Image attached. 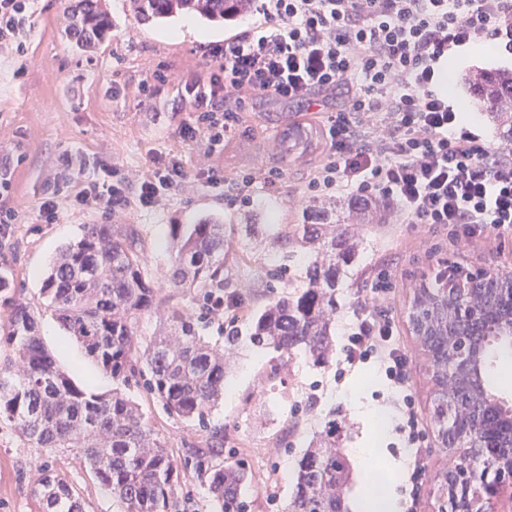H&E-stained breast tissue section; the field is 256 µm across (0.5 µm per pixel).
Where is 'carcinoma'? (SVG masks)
<instances>
[{"instance_id": "1", "label": "carcinoma", "mask_w": 512, "mask_h": 512, "mask_svg": "<svg viewBox=\"0 0 512 512\" xmlns=\"http://www.w3.org/2000/svg\"><path fill=\"white\" fill-rule=\"evenodd\" d=\"M107 0H70L69 32L85 49L111 28ZM143 23L196 15L224 24L250 15L256 0H130ZM461 82L477 108L497 126L501 143L512 146V70L476 67ZM391 204L374 196L351 197L336 206L317 202L303 210L301 224H250L248 242L227 234L223 221L171 224L168 231L169 287L204 302L226 298L231 271L243 255L263 261L277 277L300 258L305 266L289 284L293 291L269 299L248 322L251 345L281 356L301 350L326 365L336 350V290L354 275L365 233L383 223ZM47 306L67 335L112 380L136 387L161 403L165 413L205 430L204 439L173 452L155 435L139 405L119 389L99 394L61 371L42 341L38 319L14 278L0 273V419L31 448H73L85 470L117 499L120 512H194L190 476L206 483L218 512H248L242 489L252 472L224 461L231 447L224 427L208 416L224 399V380L236 357L238 334L220 346L200 336L198 318L170 304L149 275L137 230L131 224H85L81 237L62 246L41 288ZM152 312L159 327L138 336L140 317ZM438 427L460 417L448 412L434 390ZM347 431L325 422L298 462L295 492L284 512H347L350 470L341 451ZM40 512H86L84 499L59 471L40 472L32 489Z\"/></svg>"}]
</instances>
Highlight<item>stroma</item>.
<instances>
[{
	"instance_id": "obj_1",
	"label": "stroma",
	"mask_w": 512,
	"mask_h": 512,
	"mask_svg": "<svg viewBox=\"0 0 512 512\" xmlns=\"http://www.w3.org/2000/svg\"><path fill=\"white\" fill-rule=\"evenodd\" d=\"M68 0H34L24 26V53L0 47V175L11 184L9 204L19 214L16 224L0 235V263L15 268L17 285L40 319L41 335L58 367L76 383L95 392L111 393V376L100 371L75 339L48 309L40 294L45 272L64 244L80 237L86 224L101 223L100 214L80 207L74 199L63 201L57 223L40 220L36 204L58 172V159L72 153L84 157L83 172L74 173L71 190H79L92 176L98 160L136 175L146 169L150 156L174 153L194 182L186 194H171L155 206H131L115 216L118 224L134 225L140 234L147 269L165 284L169 269L168 227L194 224L203 217H217L225 224H297L311 201L303 193V179L314 162L282 167L271 142L272 129L287 124L296 105L277 101L256 103L246 124L226 143L222 153L205 156L202 149L180 141L179 126L189 117L186 93L206 68L205 49L241 30L242 21L213 25L200 18L184 22L175 17L154 25L139 23L129 0H109L112 28L93 52L76 47L65 33ZM512 68L510 54H468L457 50L448 62V100L460 109L473 104L459 83L471 66ZM150 92H143V85ZM222 167L226 179L247 171L282 169L276 185L257 184L254 201L232 207L223 189L210 186L206 165ZM392 270L395 293L384 302L394 314L398 344L410 360L412 392L421 419L426 446L424 473L415 512H440L443 500L441 475L456 460L442 448L432 417V382L428 363L408 322L413 290L430 284L437 272L453 268L459 273L512 272V237L449 242L428 226L402 223L392 215L388 226L374 231L351 279L336 292V342L344 344L353 311L363 301L367 279L378 265ZM237 284L245 298L238 312V330L246 332L250 314L261 310L271 294L287 291V279L262 283L253 262L236 270ZM280 357L272 350L241 345L237 365L226 378L224 399L211 414L212 423L223 425L237 446L239 459L253 474L243 490L249 512H282L295 490L297 464L312 435L329 417L347 428L344 455L377 439L388 451L375 464L388 468L390 459L403 464L399 490L410 486L413 449L404 446L397 431L396 397L376 362L343 369L340 357L324 366L313 365L303 352H295L288 368L272 375ZM363 389L365 402L379 408L387 419L381 431L358 416L350 401ZM130 397L149 418L158 436L170 449L198 439V426L168 416L160 403L137 390ZM67 475L85 499L87 512H116L109 491L92 481L72 449L47 451L28 447L8 426L0 424V512H38L31 489L41 469Z\"/></svg>"
}]
</instances>
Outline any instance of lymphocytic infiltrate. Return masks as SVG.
Segmentation results:
<instances>
[{
    "label": "lymphocytic infiltrate",
    "mask_w": 512,
    "mask_h": 512,
    "mask_svg": "<svg viewBox=\"0 0 512 512\" xmlns=\"http://www.w3.org/2000/svg\"><path fill=\"white\" fill-rule=\"evenodd\" d=\"M261 22L213 47L210 66L190 89L191 116L178 130L207 155L223 151L250 104L284 99L306 106L319 93L345 88L342 109L320 114L325 158L304 191L319 198L342 190L382 196L406 223L448 231L458 240L494 232L512 236V149H492L435 85L458 47L492 41L512 54V0H259ZM112 179L85 180L78 204L109 219L130 201L148 208L187 187L177 155L150 157L138 178L110 163ZM280 171L246 172L225 183L220 167L207 181L245 205L256 182ZM384 309L361 303L344 347L347 364L377 357L398 394L409 389L408 360Z\"/></svg>",
    "instance_id": "obj_1"
}]
</instances>
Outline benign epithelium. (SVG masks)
Instances as JSON below:
<instances>
[{"label": "benign epithelium", "instance_id": "1", "mask_svg": "<svg viewBox=\"0 0 512 512\" xmlns=\"http://www.w3.org/2000/svg\"><path fill=\"white\" fill-rule=\"evenodd\" d=\"M442 298L461 304L459 319L444 326L446 343L453 348L454 378L466 396L465 415L486 429V438L473 444L463 435L448 440L449 453L464 461L442 475L454 512H500L512 505V418L495 410V398L485 385L484 334L512 338V274L498 273L492 287L467 288L449 285ZM409 322L421 345L429 344L424 313L413 301Z\"/></svg>", "mask_w": 512, "mask_h": 512}]
</instances>
